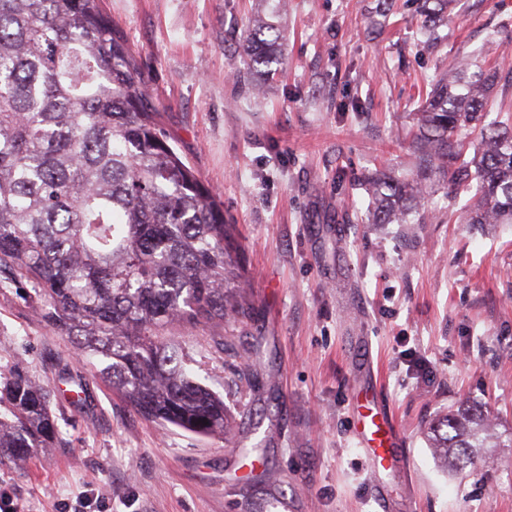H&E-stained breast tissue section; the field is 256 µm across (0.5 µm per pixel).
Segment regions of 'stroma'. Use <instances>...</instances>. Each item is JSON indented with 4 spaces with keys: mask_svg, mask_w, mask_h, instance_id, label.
Returning <instances> with one entry per match:
<instances>
[{
    "mask_svg": "<svg viewBox=\"0 0 512 512\" xmlns=\"http://www.w3.org/2000/svg\"><path fill=\"white\" fill-rule=\"evenodd\" d=\"M103 0L169 143L236 225L255 312L173 335L234 419L201 437L135 414L82 367L31 284L0 283V377L54 389L62 444L0 465V494L30 512L82 495L107 512H512V448L442 467L428 424L470 398L512 430V224L462 223L431 173L416 224L372 223L364 180L424 163L411 116L461 58L512 41V0H459L429 44L413 0ZM280 54L242 88L237 46L256 13ZM224 345H217L216 337ZM81 375L73 405L59 363ZM370 391L400 442L372 469L353 425Z\"/></svg>",
    "mask_w": 512,
    "mask_h": 512,
    "instance_id": "35a3bbf8",
    "label": "stroma"
}]
</instances>
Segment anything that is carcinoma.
<instances>
[{"instance_id": "carcinoma-1", "label": "carcinoma", "mask_w": 512, "mask_h": 512, "mask_svg": "<svg viewBox=\"0 0 512 512\" xmlns=\"http://www.w3.org/2000/svg\"><path fill=\"white\" fill-rule=\"evenodd\" d=\"M455 0H419L431 38ZM278 27L248 23L254 69L276 58ZM500 66H452L416 116L415 150L476 203L465 224H512V129L485 122ZM137 62L101 0H0V267L33 284L44 316L82 365L142 418L198 435L227 436L224 399L189 371L169 335L178 323L216 327L254 313L236 225L169 144ZM478 132L466 157L459 131ZM427 171L368 183L373 223L407 224L427 193ZM72 403H87L81 378ZM51 391L23 373L0 380V459L23 463L60 432ZM430 447L456 470L490 448H511L467 399L436 419Z\"/></svg>"}]
</instances>
